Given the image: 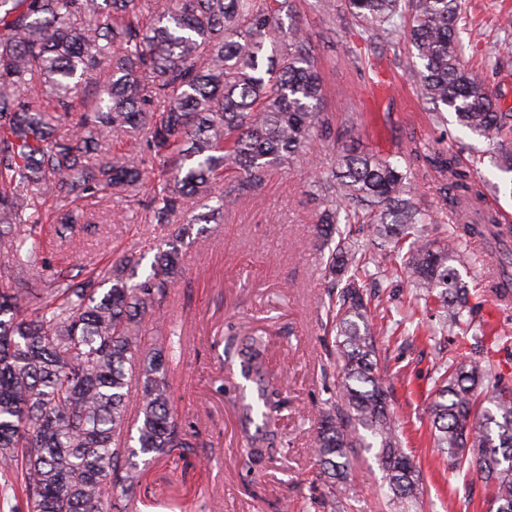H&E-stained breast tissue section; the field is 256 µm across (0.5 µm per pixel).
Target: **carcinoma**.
Wrapping results in <instances>:
<instances>
[{
	"label": "carcinoma",
	"instance_id": "obj_1",
	"mask_svg": "<svg viewBox=\"0 0 512 512\" xmlns=\"http://www.w3.org/2000/svg\"><path fill=\"white\" fill-rule=\"evenodd\" d=\"M345 2L368 39L407 37L405 73L432 105L435 125L449 111L476 138L512 135V112L466 65L459 0ZM291 9V0H0V271L20 275L31 266L39 225L56 224L65 239L87 223L81 199L131 197L148 182L150 223L180 220L184 236L245 202L270 168L304 158L329 122L318 62ZM89 84L96 95L77 115L75 94ZM132 129L144 138L119 153L106 149ZM229 167L242 176L234 196L224 191ZM495 167V188L512 190L511 147L499 146ZM428 178L434 209L415 202L417 181ZM312 187L322 204L326 272L342 283L326 311L338 371L317 418L321 507L345 512L333 487L351 479L359 449H376L400 503L419 493V470L378 372L380 332L370 317L381 301L367 280L369 265L382 266L387 252L369 256L356 246L353 227L365 225L392 251L408 248L404 271L416 298L461 333L429 408L449 476H477L496 512H512V385L489 359L468 357L470 292L453 266L470 260L464 240L491 233L495 218L425 236L426 225L442 223L440 212L480 199L488 183L450 150L413 139L398 155L380 156L359 149L353 133L319 162ZM189 195L204 212L184 216ZM180 261L172 241L140 282L131 281L126 260L79 282L59 276L27 315L17 291L0 290V477L21 503L12 512H126L144 477L134 458L181 457L193 447L173 409L177 348L142 336L143 316L159 308ZM269 349L257 331L231 328L224 337V355L253 384L252 395L236 390L231 398L248 473L283 448Z\"/></svg>",
	"mask_w": 512,
	"mask_h": 512
}]
</instances>
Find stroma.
<instances>
[{"label":"stroma","instance_id":"35a3bbf8","mask_svg":"<svg viewBox=\"0 0 512 512\" xmlns=\"http://www.w3.org/2000/svg\"><path fill=\"white\" fill-rule=\"evenodd\" d=\"M293 8L321 64L323 107L334 132L316 147V155L341 146L355 126L364 151L388 156L415 137L452 149L463 166L497 179L496 142L470 138L451 121L439 127L429 121L428 104L397 62L406 43L367 47L343 5L325 13L316 0H293ZM461 8L467 64L486 80L502 108L512 110V66L495 65L512 46V36L498 25L501 16L512 14V0H461ZM312 172L306 160L283 164L249 202L225 208L218 220L193 225L203 244L184 246L181 271L160 303V314L144 316L146 341L168 335L175 325L191 339L174 375L173 397L182 422L197 433L189 461L159 455L147 466L141 512H169L173 501L180 512H316L310 503L312 448L318 413L333 382L326 352L334 337L325 330L329 284L326 257L316 243L320 204L308 190ZM148 196L144 189L121 202L105 195L85 201L90 226L65 241L54 225L39 226L30 270L0 284L42 288L62 270L80 281L123 256L135 260V280L145 279L157 245L179 231L175 224L149 223ZM479 267L475 261L458 273L470 289L476 321L491 335L512 327V311L497 312L480 295ZM379 278L385 287V303L374 314L383 326L380 368L389 378L402 440L421 465L422 494L410 512H495L480 480H449L445 455L429 434L438 368L456 355L459 339L449 333L432 341L410 339L394 332L393 315L406 308L413 290L392 265L382 266ZM230 325L267 330L273 343L268 367L284 400L279 421L284 457L260 464L251 474L238 465L244 442L236 410L224 397L229 376L224 331ZM336 492L346 497L348 512H402L383 488L382 471L370 452L355 459L353 483Z\"/></svg>","mask_w":512,"mask_h":512}]
</instances>
